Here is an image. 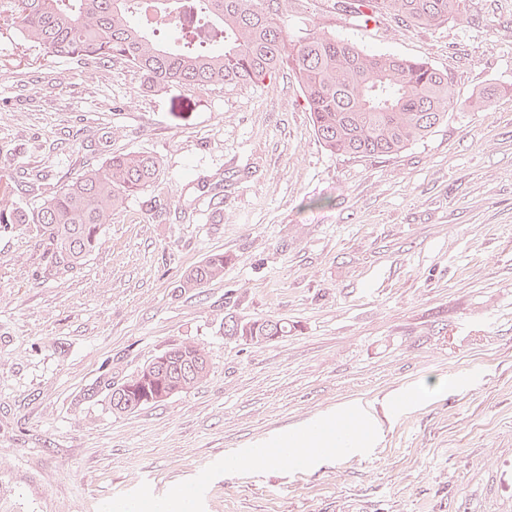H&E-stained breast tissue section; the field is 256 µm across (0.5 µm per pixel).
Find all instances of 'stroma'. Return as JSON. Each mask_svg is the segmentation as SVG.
Returning a JSON list of instances; mask_svg holds the SVG:
<instances>
[{
    "label": "stroma",
    "mask_w": 512,
    "mask_h": 512,
    "mask_svg": "<svg viewBox=\"0 0 512 512\" xmlns=\"http://www.w3.org/2000/svg\"><path fill=\"white\" fill-rule=\"evenodd\" d=\"M466 10L370 28L291 0L292 38L318 27L447 71L460 107L392 157L326 151L287 75L159 88L0 33V178L37 177L11 202L36 210L118 153L162 163L77 268L34 225L0 227L7 512L172 504L191 486L194 512H512V0ZM490 84L501 96L468 107ZM217 252L223 278L182 287ZM268 315L293 331L224 334L226 317ZM185 344L207 353L206 382L113 412L112 386ZM351 409L374 419L354 452L224 463Z\"/></svg>",
    "instance_id": "obj_1"
}]
</instances>
